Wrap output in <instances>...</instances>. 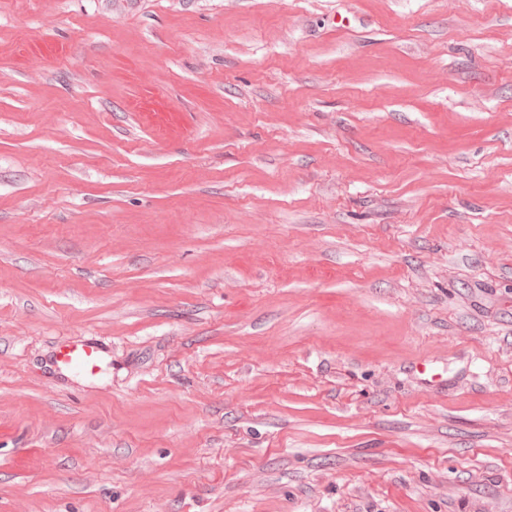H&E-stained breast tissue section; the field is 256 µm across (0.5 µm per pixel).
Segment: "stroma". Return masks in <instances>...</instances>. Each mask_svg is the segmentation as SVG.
Listing matches in <instances>:
<instances>
[{"instance_id":"1","label":"stroma","mask_w":512,"mask_h":512,"mask_svg":"<svg viewBox=\"0 0 512 512\" xmlns=\"http://www.w3.org/2000/svg\"><path fill=\"white\" fill-rule=\"evenodd\" d=\"M0 512H512V0H0ZM107 350L103 343L93 338L62 344L55 355V362L68 370L93 374L106 358Z\"/></svg>"}]
</instances>
